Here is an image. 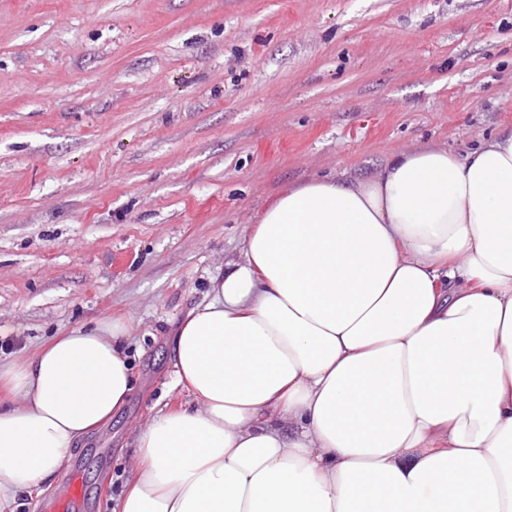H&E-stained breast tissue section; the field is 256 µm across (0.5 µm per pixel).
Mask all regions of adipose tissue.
Returning a JSON list of instances; mask_svg holds the SVG:
<instances>
[{"instance_id":"adipose-tissue-1","label":"adipose tissue","mask_w":512,"mask_h":512,"mask_svg":"<svg viewBox=\"0 0 512 512\" xmlns=\"http://www.w3.org/2000/svg\"><path fill=\"white\" fill-rule=\"evenodd\" d=\"M131 336L0 362V512L126 403ZM171 351L117 512H512V131L283 189Z\"/></svg>"}]
</instances>
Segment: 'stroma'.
<instances>
[{
    "label": "stroma",
    "instance_id": "stroma-1",
    "mask_svg": "<svg viewBox=\"0 0 512 512\" xmlns=\"http://www.w3.org/2000/svg\"><path fill=\"white\" fill-rule=\"evenodd\" d=\"M512 128V0H0V359L104 319L134 388L52 487L113 512L170 334L285 186Z\"/></svg>",
    "mask_w": 512,
    "mask_h": 512
}]
</instances>
